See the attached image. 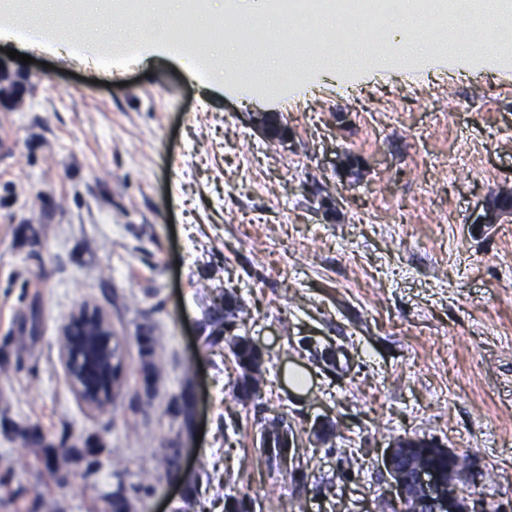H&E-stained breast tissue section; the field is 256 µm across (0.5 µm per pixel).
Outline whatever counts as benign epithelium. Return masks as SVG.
I'll use <instances>...</instances> for the list:
<instances>
[{
  "label": "benign epithelium",
  "mask_w": 512,
  "mask_h": 512,
  "mask_svg": "<svg viewBox=\"0 0 512 512\" xmlns=\"http://www.w3.org/2000/svg\"><path fill=\"white\" fill-rule=\"evenodd\" d=\"M22 93L23 86L9 70L0 68V104H17ZM110 348L112 324L107 314L97 306L82 305L63 328L60 349L67 384L90 408L106 404L98 390L107 375ZM405 444L404 439L394 443L384 460L396 491L395 506L405 512H472L454 480L457 454L437 448L448 457V468L441 469Z\"/></svg>",
  "instance_id": "7a95c632"
}]
</instances>
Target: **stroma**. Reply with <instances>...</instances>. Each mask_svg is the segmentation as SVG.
<instances>
[{
	"label": "stroma",
	"mask_w": 512,
	"mask_h": 512,
	"mask_svg": "<svg viewBox=\"0 0 512 512\" xmlns=\"http://www.w3.org/2000/svg\"><path fill=\"white\" fill-rule=\"evenodd\" d=\"M254 40L267 79L244 95L157 46L0 33L27 85L0 106V512H93L120 487L130 512H224L229 493L250 512H391L382 458L400 438L470 455L466 502L512 512V212L483 221L512 193V59L485 42L349 77L302 72L290 29ZM225 291L261 355L242 403L232 353L205 344ZM85 303L123 347L121 393L101 409L61 364ZM276 416L295 440L283 477L260 451ZM29 428L47 447L24 444ZM89 445L90 474L69 456Z\"/></svg>",
	"instance_id": "1"
}]
</instances>
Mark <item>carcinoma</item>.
Returning a JSON list of instances; mask_svg holds the SVG:
<instances>
[{
  "label": "carcinoma",
  "instance_id": "carcinoma-1",
  "mask_svg": "<svg viewBox=\"0 0 512 512\" xmlns=\"http://www.w3.org/2000/svg\"><path fill=\"white\" fill-rule=\"evenodd\" d=\"M216 316L213 317V329L207 336V343L211 346L223 343L227 345L235 358L242 373L233 385L234 400L242 402L254 396L260 383L259 361L260 352L245 337L224 334V326L235 324V319L244 310L234 300L231 294H224L221 303L214 304ZM270 470L280 472L281 463L287 461L288 429L282 425V419H273L265 427V440ZM130 503L123 488L112 493L107 500L103 512H129Z\"/></svg>",
  "mask_w": 512,
  "mask_h": 512
}]
</instances>
